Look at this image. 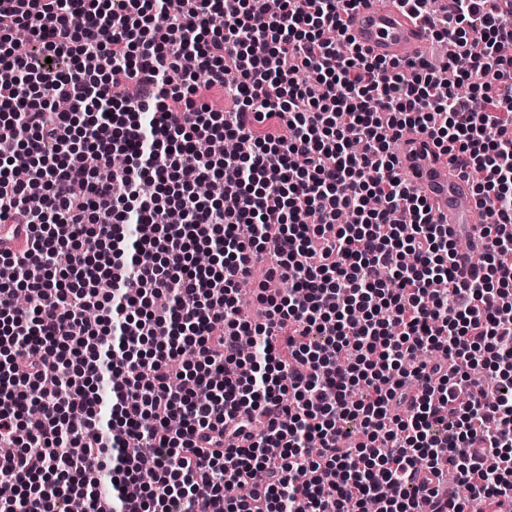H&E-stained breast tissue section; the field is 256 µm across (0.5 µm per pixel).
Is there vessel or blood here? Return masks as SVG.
<instances>
[{
    "label": "vessel or blood",
    "mask_w": 512,
    "mask_h": 512,
    "mask_svg": "<svg viewBox=\"0 0 512 512\" xmlns=\"http://www.w3.org/2000/svg\"><path fill=\"white\" fill-rule=\"evenodd\" d=\"M344 24L354 44L372 56L411 61L427 52L423 22L395 0H361L345 15ZM397 156L401 176L427 199L436 222L446 225L449 238L457 242L460 276L470 277L477 270L480 228L488 221L474 200L470 181L424 134H407Z\"/></svg>",
    "instance_id": "vessel-or-blood-1"
}]
</instances>
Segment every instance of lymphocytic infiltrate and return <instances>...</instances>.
I'll return each instance as SVG.
<instances>
[{
    "mask_svg": "<svg viewBox=\"0 0 512 512\" xmlns=\"http://www.w3.org/2000/svg\"><path fill=\"white\" fill-rule=\"evenodd\" d=\"M359 2L0 0V512H101L104 473L109 512H501L512 0H400L453 39L440 68L352 45ZM410 131L495 217L479 275L395 170Z\"/></svg>",
    "mask_w": 512,
    "mask_h": 512,
    "instance_id": "1",
    "label": "lymphocytic infiltrate"
}]
</instances>
